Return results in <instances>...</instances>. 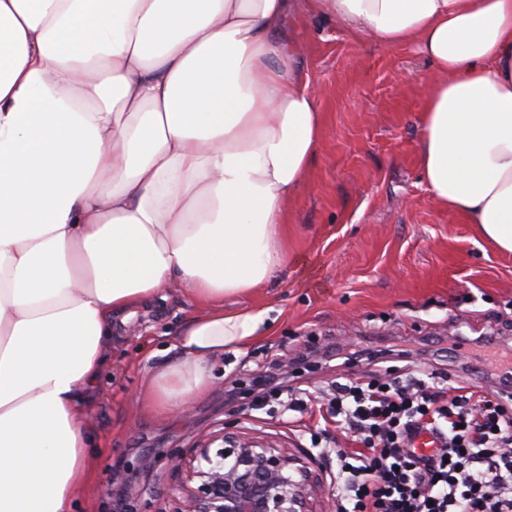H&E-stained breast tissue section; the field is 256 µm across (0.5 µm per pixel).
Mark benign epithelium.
Instances as JSON below:
<instances>
[{"instance_id":"7a95c632","label":"benign epithelium","mask_w":512,"mask_h":512,"mask_svg":"<svg viewBox=\"0 0 512 512\" xmlns=\"http://www.w3.org/2000/svg\"><path fill=\"white\" fill-rule=\"evenodd\" d=\"M221 440L220 448L192 449L188 459L171 455L184 474L171 512H333L330 498L313 507L307 455L227 434Z\"/></svg>"}]
</instances>
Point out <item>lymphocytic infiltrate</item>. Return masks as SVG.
I'll return each mask as SVG.
<instances>
[{
	"label": "lymphocytic infiltrate",
	"instance_id": "obj_1",
	"mask_svg": "<svg viewBox=\"0 0 512 512\" xmlns=\"http://www.w3.org/2000/svg\"><path fill=\"white\" fill-rule=\"evenodd\" d=\"M313 407L334 425L312 441L336 467L335 512H512L511 400L384 366L289 391V410Z\"/></svg>",
	"mask_w": 512,
	"mask_h": 512
}]
</instances>
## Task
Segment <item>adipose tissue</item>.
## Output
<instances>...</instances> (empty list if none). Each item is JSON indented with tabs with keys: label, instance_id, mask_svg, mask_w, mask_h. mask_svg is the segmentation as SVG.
I'll return each mask as SVG.
<instances>
[{
	"label": "adipose tissue",
	"instance_id": "ef3b65f1",
	"mask_svg": "<svg viewBox=\"0 0 512 512\" xmlns=\"http://www.w3.org/2000/svg\"><path fill=\"white\" fill-rule=\"evenodd\" d=\"M314 15L419 49L427 188L512 253V0H0V512H72L82 407L165 290L192 310L143 382L151 416L270 332L224 301L288 264L322 122L284 21Z\"/></svg>",
	"mask_w": 512,
	"mask_h": 512
}]
</instances>
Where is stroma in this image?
Masks as SVG:
<instances>
[{
  "label": "stroma",
  "mask_w": 512,
  "mask_h": 512,
  "mask_svg": "<svg viewBox=\"0 0 512 512\" xmlns=\"http://www.w3.org/2000/svg\"><path fill=\"white\" fill-rule=\"evenodd\" d=\"M306 45L301 62L320 89L322 141L308 181L288 211L287 267L240 302L271 309L274 329L259 342L210 363L214 385L192 410L151 417L138 393L173 348L191 306L171 288L113 337L110 362L84 408L95 492L74 512H170L179 474L173 452L188 454L225 432L271 448L310 452L316 419L254 410L263 379L283 389L324 386L337 374L374 370L365 353L417 364L449 385L486 383L487 369L454 341L512 347V253L476 225L439 206L420 176L416 149L430 64L410 45L353 41L320 20L294 21ZM309 352L308 370L291 363Z\"/></svg>",
  "instance_id": "stroma-1"
}]
</instances>
